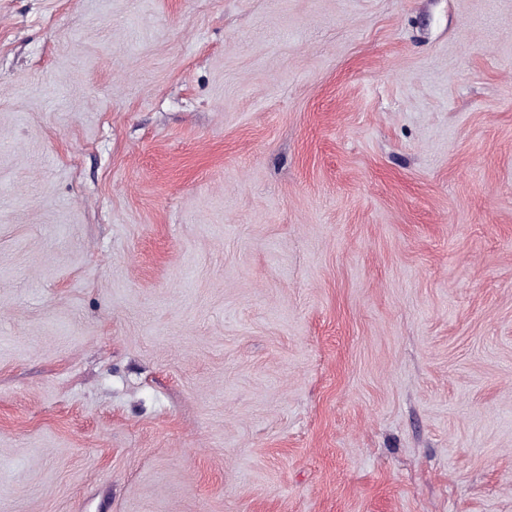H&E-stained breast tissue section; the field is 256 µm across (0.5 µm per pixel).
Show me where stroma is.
I'll use <instances>...</instances> for the list:
<instances>
[{"instance_id": "stroma-1", "label": "stroma", "mask_w": 512, "mask_h": 512, "mask_svg": "<svg viewBox=\"0 0 512 512\" xmlns=\"http://www.w3.org/2000/svg\"><path fill=\"white\" fill-rule=\"evenodd\" d=\"M0 512H512V0H0Z\"/></svg>"}]
</instances>
